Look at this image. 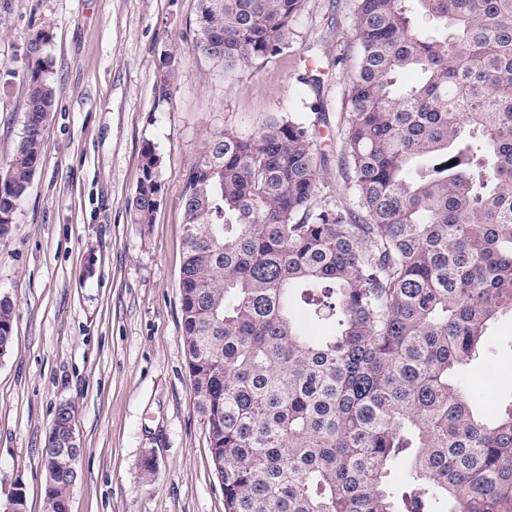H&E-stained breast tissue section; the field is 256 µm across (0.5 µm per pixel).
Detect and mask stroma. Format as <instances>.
Listing matches in <instances>:
<instances>
[{
  "label": "stroma",
  "instance_id": "1",
  "mask_svg": "<svg viewBox=\"0 0 512 512\" xmlns=\"http://www.w3.org/2000/svg\"><path fill=\"white\" fill-rule=\"evenodd\" d=\"M354 9L306 0L282 55L228 73L196 48L197 0H0V159L24 135L28 47L40 31L55 90L42 163L0 240V298L14 307L0 358V505L20 489L26 512H48L41 451L69 403L85 448L69 512H224L181 336L184 175L210 130L290 114L316 125L323 179L352 198L338 128L357 63ZM167 49L182 68L175 98L161 102ZM314 69L316 86L305 81ZM147 144L160 204L152 223L136 224ZM493 339L495 361L471 382L477 397L499 371L509 374L500 392L512 391V316Z\"/></svg>",
  "mask_w": 512,
  "mask_h": 512
}]
</instances>
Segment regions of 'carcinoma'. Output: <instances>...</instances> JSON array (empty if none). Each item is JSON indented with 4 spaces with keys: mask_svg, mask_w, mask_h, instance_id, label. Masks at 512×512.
<instances>
[{
    "mask_svg": "<svg viewBox=\"0 0 512 512\" xmlns=\"http://www.w3.org/2000/svg\"><path fill=\"white\" fill-rule=\"evenodd\" d=\"M198 2L197 47L234 71L283 54L306 0ZM354 27L351 202L320 190L316 129L290 115L209 133L183 180L181 333L224 512H512V393L482 413L469 386L512 314V0H356ZM48 44H29L0 240L42 162ZM181 67L161 54L158 100ZM142 158L130 210L150 224L151 144ZM12 313L1 299L0 357ZM66 435L41 454L49 512L77 482L50 452Z\"/></svg>",
    "mask_w": 512,
    "mask_h": 512,
    "instance_id": "1",
    "label": "carcinoma"
}]
</instances>
